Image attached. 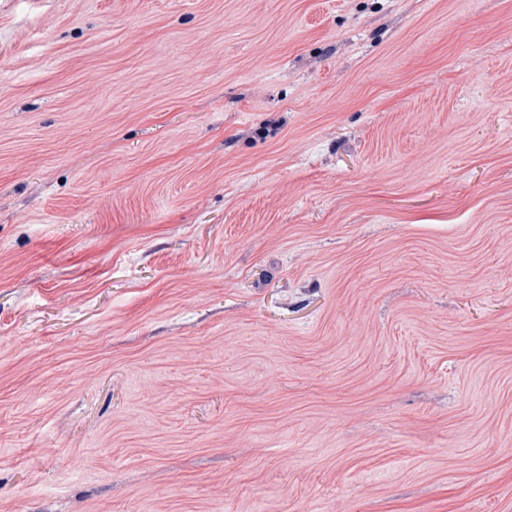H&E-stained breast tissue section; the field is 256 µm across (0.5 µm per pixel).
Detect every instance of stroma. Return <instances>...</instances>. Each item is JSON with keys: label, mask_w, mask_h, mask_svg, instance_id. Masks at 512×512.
<instances>
[{"label": "stroma", "mask_w": 512, "mask_h": 512, "mask_svg": "<svg viewBox=\"0 0 512 512\" xmlns=\"http://www.w3.org/2000/svg\"><path fill=\"white\" fill-rule=\"evenodd\" d=\"M0 512H512V0H0Z\"/></svg>", "instance_id": "obj_1"}]
</instances>
